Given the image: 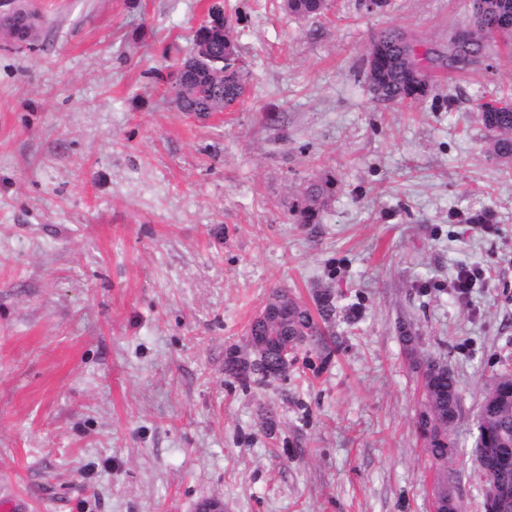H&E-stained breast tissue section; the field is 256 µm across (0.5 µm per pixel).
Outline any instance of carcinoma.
I'll use <instances>...</instances> for the list:
<instances>
[{
	"label": "carcinoma",
	"instance_id": "obj_1",
	"mask_svg": "<svg viewBox=\"0 0 512 512\" xmlns=\"http://www.w3.org/2000/svg\"><path fill=\"white\" fill-rule=\"evenodd\" d=\"M483 11L475 10L470 25L469 43L457 48L458 54L478 56L498 35L512 38V0H482ZM325 0H287L289 12L298 16H316L323 12ZM367 80L377 82L372 91L381 101L403 103L427 97L432 84L411 78L410 68L419 66L414 48L404 34L391 29L372 39L367 51ZM238 53L231 37V18L224 12V0H211L207 20L196 29L194 51L181 59L170 76L172 102L181 112L206 116L222 112L240 102L246 91L243 68L237 65ZM478 120L492 134V150L500 158L512 156V108L485 112L477 107ZM331 181L320 179L308 185L303 205L298 210L300 222L317 223ZM333 305L329 297L320 299L317 313L288 298V318L250 325L249 335L259 336L270 364L279 350L312 343L327 349L322 325L329 322ZM424 408L416 426L426 442L432 465L439 466V485L451 484L460 491L457 472L448 466L456 455L450 431L457 421L461 405L456 382L451 373H438L427 382ZM494 395L496 406L482 401L474 452L485 483L483 512H492L488 486L512 488V371L505 370L487 382L485 395Z\"/></svg>",
	"mask_w": 512,
	"mask_h": 512
}]
</instances>
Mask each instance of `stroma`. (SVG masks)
Segmentation results:
<instances>
[{
    "label": "stroma",
    "instance_id": "obj_1",
    "mask_svg": "<svg viewBox=\"0 0 512 512\" xmlns=\"http://www.w3.org/2000/svg\"><path fill=\"white\" fill-rule=\"evenodd\" d=\"M209 0H29L0 33V499L25 512H432L416 428L425 361L461 401L466 512L488 380L512 368V165L479 101L512 50L448 65L469 0H224L249 73L233 109L179 111L170 72ZM388 28L436 60L432 93L373 100ZM334 185L317 223L294 214ZM485 214L486 223L470 218ZM481 275L466 293L461 267ZM329 294L331 354L241 384L275 289ZM414 336L406 345L402 330ZM40 25V17L33 12H26L21 9H13L12 11L1 10V29L5 28L13 33H23L27 29H34ZM331 181L328 178L310 183L305 190L303 205L298 210L302 224L317 223L324 200L329 195Z\"/></svg>",
    "mask_w": 512,
    "mask_h": 512
}]
</instances>
